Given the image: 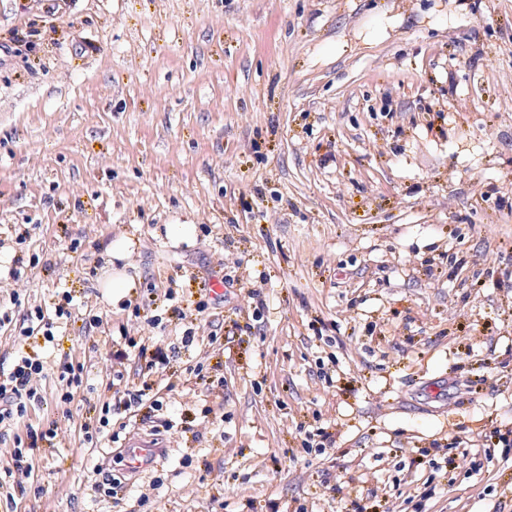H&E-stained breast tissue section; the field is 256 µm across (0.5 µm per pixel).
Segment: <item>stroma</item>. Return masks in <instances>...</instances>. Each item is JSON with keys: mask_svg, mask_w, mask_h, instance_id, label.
<instances>
[{"mask_svg": "<svg viewBox=\"0 0 512 512\" xmlns=\"http://www.w3.org/2000/svg\"><path fill=\"white\" fill-rule=\"evenodd\" d=\"M66 294L0 512H512V0H0V312ZM84 366L80 363L74 365L73 362H64L61 366L59 380L62 382V393L60 399L64 402L70 401L73 396L72 390L82 385V373ZM65 386V388H64ZM81 429L84 441L88 444L93 445L95 442V445H97L99 439L104 436H108V440L112 442V403L102 404L95 426H90L88 423L83 425ZM57 437V432L50 428L47 431H41L40 434L29 426L27 430V438L29 443L25 444L22 437L16 434L14 437V451L12 453L11 464L9 467L0 471V488H7L6 479L11 480L16 473H21L31 477L34 470V451L39 448L37 442L45 440L49 447L53 445V440ZM164 444L152 435L129 439L125 446L126 465L132 472H140L153 464L163 453Z\"/></svg>", "mask_w": 512, "mask_h": 512, "instance_id": "35a3bbf8", "label": "stroma"}]
</instances>
